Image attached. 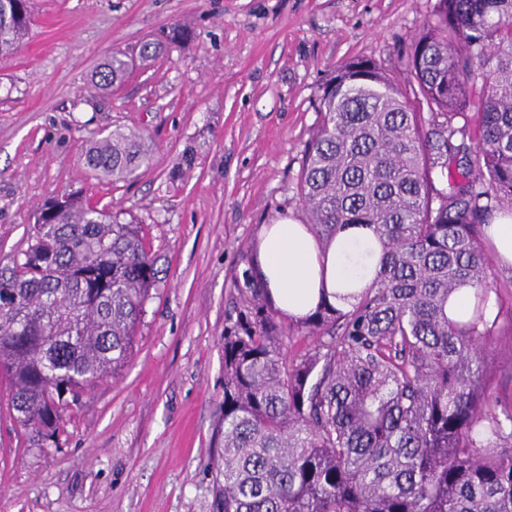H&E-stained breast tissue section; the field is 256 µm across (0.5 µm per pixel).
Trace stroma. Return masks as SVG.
Returning a JSON list of instances; mask_svg holds the SVG:
<instances>
[{
	"instance_id": "stroma-1",
	"label": "stroma",
	"mask_w": 512,
	"mask_h": 512,
	"mask_svg": "<svg viewBox=\"0 0 512 512\" xmlns=\"http://www.w3.org/2000/svg\"><path fill=\"white\" fill-rule=\"evenodd\" d=\"M436 0H32L28 41L0 55V267L41 205L83 196L143 226L161 283L133 355L63 412L58 444L28 447L0 384V512H217L224 337L261 225L307 223L300 201L319 97L337 65L366 56L392 77ZM181 24L188 37L94 89L113 50ZM115 128L153 155L100 179L84 152ZM191 167H181L185 153ZM488 339L493 399L512 404V269Z\"/></svg>"
}]
</instances>
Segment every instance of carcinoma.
Masks as SVG:
<instances>
[{
	"mask_svg": "<svg viewBox=\"0 0 512 512\" xmlns=\"http://www.w3.org/2000/svg\"><path fill=\"white\" fill-rule=\"evenodd\" d=\"M30 0H0V55L28 40ZM121 50L95 87L121 83ZM301 175L327 248L349 226L379 245L371 283L290 326L245 272L224 336L219 512H512V408L496 412L486 348L497 317L486 227L512 216V0H437L393 79L344 62L319 98ZM153 157L141 133L91 144L96 175ZM156 256L139 224L87 198L39 208L22 258L0 268V376L26 443L55 442V392L128 363ZM468 287L448 316L450 297Z\"/></svg>",
	"mask_w": 512,
	"mask_h": 512,
	"instance_id": "cac0c4a2",
	"label": "carcinoma"
}]
</instances>
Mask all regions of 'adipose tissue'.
Returning a JSON list of instances; mask_svg holds the SVG:
<instances>
[{"instance_id":"adipose-tissue-1","label":"adipose tissue","mask_w":512,"mask_h":512,"mask_svg":"<svg viewBox=\"0 0 512 512\" xmlns=\"http://www.w3.org/2000/svg\"><path fill=\"white\" fill-rule=\"evenodd\" d=\"M252 250L267 297L293 320L312 313L323 294L366 287L379 260L368 230L348 228L325 249L309 225L291 220L262 225Z\"/></svg>"}]
</instances>
